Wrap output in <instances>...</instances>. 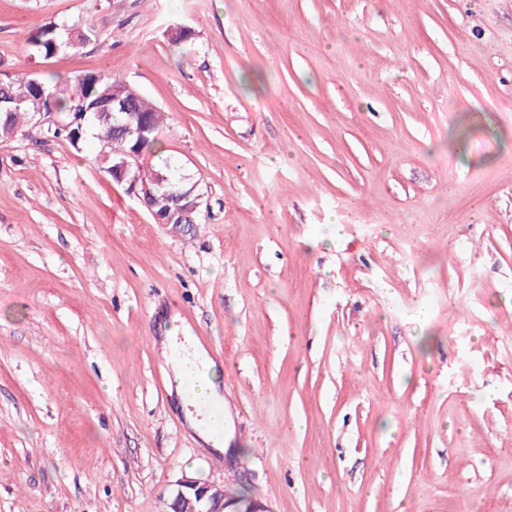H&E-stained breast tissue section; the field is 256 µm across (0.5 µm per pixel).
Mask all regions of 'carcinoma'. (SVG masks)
<instances>
[{
    "label": "carcinoma",
    "mask_w": 512,
    "mask_h": 512,
    "mask_svg": "<svg viewBox=\"0 0 512 512\" xmlns=\"http://www.w3.org/2000/svg\"><path fill=\"white\" fill-rule=\"evenodd\" d=\"M72 29L47 24L29 40L30 51L50 57L61 51L71 50ZM119 91L135 112L132 118L112 107V92ZM12 98L10 111L0 112V139L16 137L23 128L33 125L37 112L52 109L63 113L65 124L44 130L43 135L69 142L74 148L84 141L87 131L94 132L100 144L99 159L102 171L112 174V164L121 161L128 153L150 148L155 133L162 124L160 113L134 88L109 73H88L72 77L52 76L51 79L14 78L0 74V94ZM145 119L153 129L147 138L140 135L139 119Z\"/></svg>",
    "instance_id": "obj_1"
}]
</instances>
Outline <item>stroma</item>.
<instances>
[{"instance_id": "35a3bbf8", "label": "stroma", "mask_w": 512, "mask_h": 512, "mask_svg": "<svg viewBox=\"0 0 512 512\" xmlns=\"http://www.w3.org/2000/svg\"><path fill=\"white\" fill-rule=\"evenodd\" d=\"M97 41L45 58L42 25ZM190 28L180 46L168 32ZM105 71L164 114L144 169L0 140V512H512V0H0V72ZM221 361L227 453L156 349ZM164 346L174 347L181 354L184 363L195 367L198 372L196 381L190 388L185 389L180 384L176 386L189 428L205 444H210L218 452L224 453V408L216 416L210 417L197 406L201 399L210 401L221 398V371L216 359L209 355L197 336H193L184 326L172 325L169 336H165ZM172 497L168 512H240L226 499L223 486L190 478L178 481Z\"/></svg>"}]
</instances>
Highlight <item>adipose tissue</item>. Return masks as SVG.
Wrapping results in <instances>:
<instances>
[{"instance_id": "adipose-tissue-1", "label": "adipose tissue", "mask_w": 512, "mask_h": 512, "mask_svg": "<svg viewBox=\"0 0 512 512\" xmlns=\"http://www.w3.org/2000/svg\"><path fill=\"white\" fill-rule=\"evenodd\" d=\"M166 345L174 347L182 356L184 363L195 367L198 375L190 388H177L176 393L188 426L203 440L216 450L224 448V417L223 415L208 416L201 411L199 400L219 398L220 368L215 360L196 336L186 327L172 326L165 338Z\"/></svg>"}]
</instances>
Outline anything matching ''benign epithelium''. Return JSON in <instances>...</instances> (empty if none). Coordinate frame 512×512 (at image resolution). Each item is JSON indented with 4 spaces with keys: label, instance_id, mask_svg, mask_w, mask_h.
Listing matches in <instances>:
<instances>
[{
    "label": "benign epithelium",
    "instance_id": "benign-epithelium-1",
    "mask_svg": "<svg viewBox=\"0 0 512 512\" xmlns=\"http://www.w3.org/2000/svg\"><path fill=\"white\" fill-rule=\"evenodd\" d=\"M140 155L132 152L116 167L112 168V180L127 185V190L136 195L148 208L155 223L168 226H184L199 221L204 195L193 184L196 194L191 209L180 206L183 193L178 188L167 189L158 179L129 177L132 169L139 167ZM169 512H238L233 502L226 499L224 487L217 484L200 483L190 478L178 481L173 498L168 504Z\"/></svg>",
    "mask_w": 512,
    "mask_h": 512
}]
</instances>
